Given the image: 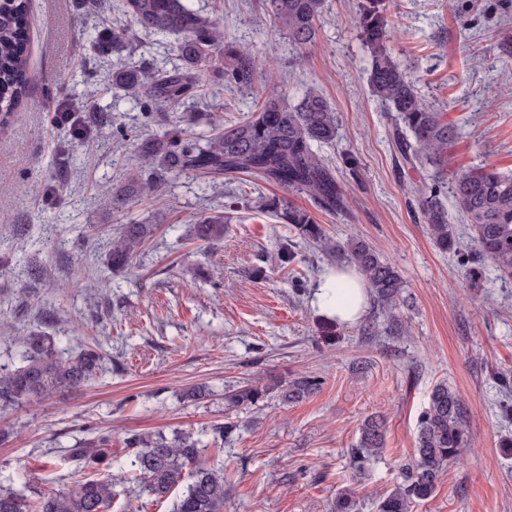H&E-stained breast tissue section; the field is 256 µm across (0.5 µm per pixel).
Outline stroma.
Masks as SVG:
<instances>
[{"instance_id": "35a3bbf8", "label": "stroma", "mask_w": 512, "mask_h": 512, "mask_svg": "<svg viewBox=\"0 0 512 512\" xmlns=\"http://www.w3.org/2000/svg\"><path fill=\"white\" fill-rule=\"evenodd\" d=\"M216 13L225 36L249 48L256 86L278 84L291 99L314 87L333 107L335 141L318 145L350 201L348 212L315 211L336 241L363 239L392 259L406 288L397 313L403 336H368L318 313L311 296L331 259L264 213L281 196L313 208L305 194L272 183L169 175L162 201L127 198L116 211L98 200L123 191L134 146L161 130L156 114L112 86L113 69L178 65L173 40L132 30L120 46L92 47L105 18L75 0H32L26 110L0 131V370L19 367L20 336L42 331L65 356L98 345L96 376L31 405L0 409V489L33 500L77 480L64 449L108 437L112 512H171L135 481L125 444L134 434L171 438L190 431L210 462L224 464V512H333L339 489L357 491L359 512L393 487L414 451L419 413L435 384L461 396L468 443L435 496L413 512H512V403L498 374L512 375V279L490 262L466 279L460 257L435 246L411 201L421 169L400 170L392 126L371 96L367 50L352 18L357 0H326L316 45L300 55L279 35L262 0H190ZM392 57L419 94L458 129L447 174L487 165L512 173V0H386ZM203 91L185 111L223 107L234 120L255 97L224 82L221 68L199 74ZM78 113L79 124L63 118ZM102 121L93 122L89 113ZM353 155L357 171L342 158ZM238 208L228 211L231 193ZM228 211L222 241H197L193 221ZM122 224L155 230L130 268L112 267L103 242ZM295 261L281 268L280 244ZM264 277H252L254 267ZM322 384L285 403L269 394L239 412L243 425L223 451L210 442L228 415L224 394L248 382L270 386L299 376ZM205 399H185L192 387ZM384 418L385 448L354 480L348 451L370 416Z\"/></svg>"}]
</instances>
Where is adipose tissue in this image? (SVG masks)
<instances>
[{"mask_svg":"<svg viewBox=\"0 0 512 512\" xmlns=\"http://www.w3.org/2000/svg\"><path fill=\"white\" fill-rule=\"evenodd\" d=\"M365 282L358 272L326 269L319 277L312 304L320 313L349 324L358 321L365 308Z\"/></svg>","mask_w":512,"mask_h":512,"instance_id":"ef3b65f1","label":"adipose tissue"}]
</instances>
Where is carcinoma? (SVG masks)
I'll return each instance as SVG.
<instances>
[{
  "mask_svg": "<svg viewBox=\"0 0 512 512\" xmlns=\"http://www.w3.org/2000/svg\"><path fill=\"white\" fill-rule=\"evenodd\" d=\"M325 0H266L274 25L287 36L300 54L317 42L318 21ZM30 0H0V127H7L23 111L31 80V54L27 38ZM130 20L148 33L176 37V52L182 65L124 70L112 73V83L134 100L148 96L158 103L156 111L165 118V107L193 99L200 93L199 72L224 57V81L242 88L251 86L254 60L244 49L224 36L223 19L189 7L185 0H121L112 29L93 36V43L107 40L117 44L128 36L122 20ZM356 27L369 54L366 69L372 95L385 105L392 121V138L407 168H432L430 182L413 188L417 205L435 245L442 251L456 246L448 220L445 194L473 225V256L490 261L503 276L512 277V175L490 166L455 174L442 172L444 158L454 144L457 128L443 113L417 92L403 68L386 49L390 35L380 0H363ZM258 103L250 114L226 122L214 113L207 118L212 134L201 137L190 127L175 123L171 128L148 135L138 145L137 168L126 194L147 191L152 195L164 185L169 172H194L208 178L237 175L273 182L307 195L317 208L334 213L347 208L341 184L314 150L318 144L336 139V113L326 99L309 88L293 104L275 91H259ZM263 209L296 235L324 254L355 268L363 277L372 300L371 326L374 334L400 336L402 319L394 314L404 281L391 259L368 242L357 239L336 243L318 224L313 214L280 197L264 200ZM197 239L213 243L224 237V219L207 217L195 225ZM153 233L150 224H125L106 242L108 259L116 267L128 265ZM23 365L0 374V408L19 406L50 397L57 389L90 380L99 368L100 356L85 348L63 358L55 353L51 337L33 333L20 339ZM320 386V380L303 376L291 381L282 399L299 401ZM268 389L256 384L240 386L224 396L228 408H246L262 401ZM239 427L227 419L211 429L213 440L222 442ZM386 429L370 418L360 428L357 443L349 450L351 469L363 475L381 455ZM467 443L462 401L448 382L437 383L428 406L420 414L415 449L403 465L400 480L376 495L374 512H412L417 503L435 495L444 472L458 463ZM200 439L181 432L169 440L162 435L140 434L130 438L134 477L156 499L179 492L172 512H224V465L203 457ZM105 440L70 450L68 461L78 471L108 462ZM112 482L86 477L65 492L41 496L33 502L0 491V512H111ZM359 499L347 488L336 495L334 512H358Z\"/></svg>",
  "mask_w": 512,
  "mask_h": 512,
  "instance_id": "carcinoma-1",
  "label": "carcinoma"
}]
</instances>
